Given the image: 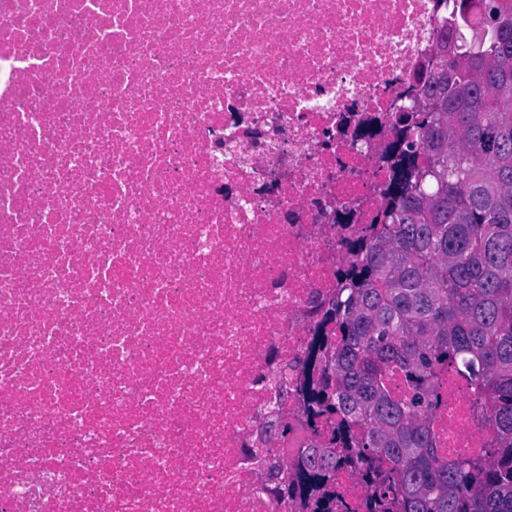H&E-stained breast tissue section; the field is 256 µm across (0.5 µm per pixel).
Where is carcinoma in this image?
I'll use <instances>...</instances> for the list:
<instances>
[{
    "instance_id": "obj_1",
    "label": "carcinoma",
    "mask_w": 512,
    "mask_h": 512,
    "mask_svg": "<svg viewBox=\"0 0 512 512\" xmlns=\"http://www.w3.org/2000/svg\"><path fill=\"white\" fill-rule=\"evenodd\" d=\"M425 104L399 113L400 176L387 222L326 315L306 399L340 416L339 445L310 448L280 496L335 512L341 469L361 472L367 512H512V0H454ZM480 21L471 23L473 9ZM489 404L492 459H441L429 417L438 373Z\"/></svg>"
}]
</instances>
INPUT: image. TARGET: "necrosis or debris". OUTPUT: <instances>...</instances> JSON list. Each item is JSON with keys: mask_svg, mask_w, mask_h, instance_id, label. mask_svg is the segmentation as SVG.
I'll use <instances>...</instances> for the list:
<instances>
[{"mask_svg": "<svg viewBox=\"0 0 512 512\" xmlns=\"http://www.w3.org/2000/svg\"><path fill=\"white\" fill-rule=\"evenodd\" d=\"M444 0H0V512H303L249 454L385 221ZM442 457L494 438L440 373Z\"/></svg>", "mask_w": 512, "mask_h": 512, "instance_id": "1", "label": "necrosis or debris"}]
</instances>
